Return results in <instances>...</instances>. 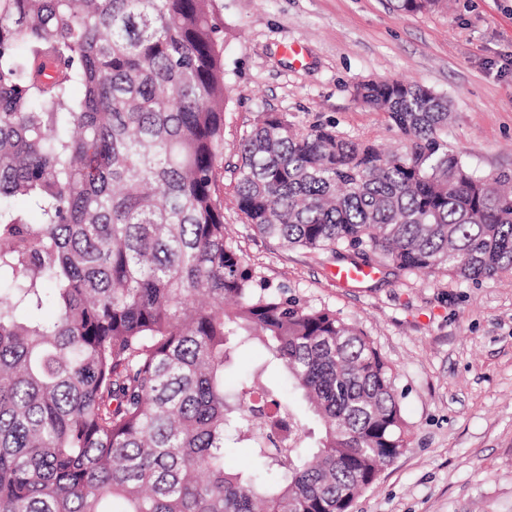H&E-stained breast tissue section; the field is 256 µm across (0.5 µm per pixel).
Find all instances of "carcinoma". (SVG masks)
<instances>
[{"mask_svg": "<svg viewBox=\"0 0 512 512\" xmlns=\"http://www.w3.org/2000/svg\"><path fill=\"white\" fill-rule=\"evenodd\" d=\"M355 97L406 152L262 112L234 170L247 223L353 267L511 273L512 174L448 146V97L398 79ZM225 105L212 0H0V512H352L409 447L369 336L227 235ZM238 447L258 470L226 472ZM262 353L253 350L248 353H239L235 359L234 367L225 375L227 387H237L248 376L249 373L261 362Z\"/></svg>", "mask_w": 512, "mask_h": 512, "instance_id": "carcinoma-1", "label": "carcinoma"}]
</instances>
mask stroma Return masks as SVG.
<instances>
[{"instance_id":"obj_1","label":"stroma","mask_w":512,"mask_h":512,"mask_svg":"<svg viewBox=\"0 0 512 512\" xmlns=\"http://www.w3.org/2000/svg\"><path fill=\"white\" fill-rule=\"evenodd\" d=\"M214 0L224 23V223L263 276L363 329L391 364L406 451L352 512H512V276L479 283L380 268L337 286L338 259L284 249L234 201L239 140L259 113L392 151L406 141L355 83L408 79L448 96V143L480 175L512 173V0ZM298 46L300 56L290 55Z\"/></svg>"}]
</instances>
